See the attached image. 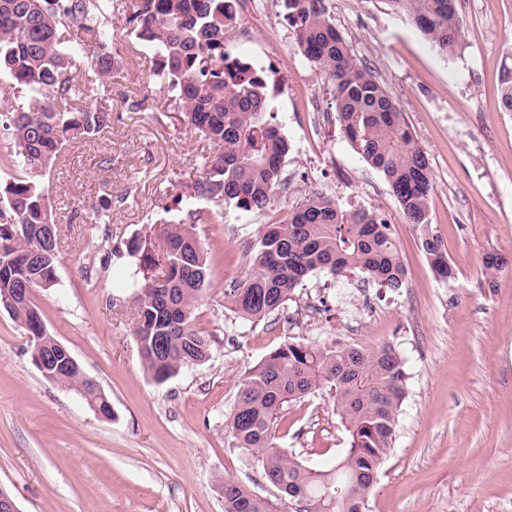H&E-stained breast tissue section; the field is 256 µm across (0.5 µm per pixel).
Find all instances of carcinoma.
<instances>
[{"instance_id":"carcinoma-1","label":"carcinoma","mask_w":512,"mask_h":512,"mask_svg":"<svg viewBox=\"0 0 512 512\" xmlns=\"http://www.w3.org/2000/svg\"><path fill=\"white\" fill-rule=\"evenodd\" d=\"M405 14L444 57L461 39L458 0H384ZM116 0H0V127L13 142L20 177L0 188V305L21 281L31 288L58 284L60 229L42 179L60 152L77 138L94 139L112 125L107 105L111 80L123 70L112 45ZM289 33L304 57L328 74L330 106L351 147L380 172L408 224L420 229V246L436 276L450 282L455 266L433 233L429 201L434 182L394 98L372 70L357 61L329 21L327 0H282ZM128 21L138 43L152 54L146 78L156 79L181 108L179 120L212 142L216 152L199 160L201 175L176 196L184 217L166 224L152 248L126 243L147 271L136 288V341L143 367L160 382L182 368L205 363L210 343L195 322V309L210 282L208 252L198 224L224 222V210H266L282 178L288 142L270 108L275 87L267 70L233 62L225 37L237 23L232 0H129ZM90 59L96 91L88 99L72 69ZM500 103L512 112V66L503 68ZM508 265L498 253L483 258L488 287ZM162 269L157 274L155 270ZM358 269L383 288L399 292L406 269L390 224L370 210H346L331 196L309 193L288 216L262 229L246 276L224 290L233 310L261 320L291 300L302 281L317 273L335 278ZM11 315L30 331L33 310L16 300ZM41 351L58 368L55 383L75 390L98 415L110 402L84 372L57 367L55 339ZM334 390L347 432V448L323 467L304 464L281 447L277 431L288 405L322 388ZM409 394V374L391 344L359 346L287 342L249 373L228 427L235 447L252 455L276 490L271 499L235 481L220 487L224 512H366L368 497Z\"/></svg>"}]
</instances>
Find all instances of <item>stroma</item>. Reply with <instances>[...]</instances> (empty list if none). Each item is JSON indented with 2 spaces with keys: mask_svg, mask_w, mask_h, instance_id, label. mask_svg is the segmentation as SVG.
<instances>
[{
  "mask_svg": "<svg viewBox=\"0 0 512 512\" xmlns=\"http://www.w3.org/2000/svg\"><path fill=\"white\" fill-rule=\"evenodd\" d=\"M462 39L442 57L408 17L384 0H329V17L353 55L396 99L435 184L430 221L457 276L439 281L381 174L344 139L329 107L328 76L297 50L280 0H239L227 35L231 55L275 79L271 107L291 146L287 190L263 212L228 210L196 232L209 252L210 285L196 323L210 357L164 383L143 370L135 340L136 299L116 288L128 256L113 248L151 237L170 184L199 176L215 150L173 123L178 106L142 80L131 54L112 81V128L70 145L44 180L61 228L57 287L33 289L47 331L107 395L95 414L75 391L33 364L25 328L0 309V488L20 512H223L224 480L272 496L227 423L248 373L285 341L397 346L410 373L393 448L367 512H512V112L502 111L499 74L512 62V0H459ZM147 99L148 109L132 103ZM327 192L348 210L382 213L407 270L392 292L358 274L307 278L285 308L252 323L224 290L245 276L260 227L285 218L305 195ZM112 197V221L92 209ZM509 264L490 289L486 254ZM283 447L318 466L334 460L347 433L322 389L289 406Z\"/></svg>",
  "mask_w": 512,
  "mask_h": 512,
  "instance_id": "stroma-1",
  "label": "stroma"
}]
</instances>
